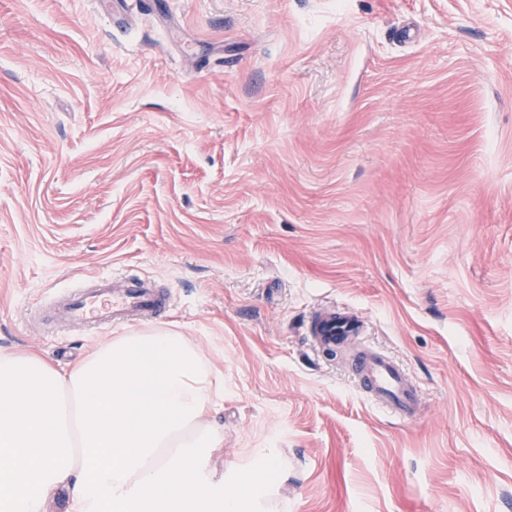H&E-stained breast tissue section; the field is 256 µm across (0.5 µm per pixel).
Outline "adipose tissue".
<instances>
[{
    "instance_id": "adipose-tissue-1",
    "label": "adipose tissue",
    "mask_w": 512,
    "mask_h": 512,
    "mask_svg": "<svg viewBox=\"0 0 512 512\" xmlns=\"http://www.w3.org/2000/svg\"><path fill=\"white\" fill-rule=\"evenodd\" d=\"M222 376L179 333L114 336L60 367L0 351V512H238L205 468Z\"/></svg>"
}]
</instances>
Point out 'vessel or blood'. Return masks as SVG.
I'll use <instances>...</instances> for the list:
<instances>
[{"instance_id":"b4317fda","label":"vessel or blood","mask_w":512,"mask_h":512,"mask_svg":"<svg viewBox=\"0 0 512 512\" xmlns=\"http://www.w3.org/2000/svg\"><path fill=\"white\" fill-rule=\"evenodd\" d=\"M167 290L148 277H125L114 282L110 275L86 277L83 287L53 293L48 311L71 323L91 328L115 324H138L161 318L169 305ZM358 329L356 319L346 311H317L312 327L316 351H335ZM352 376L367 399L401 422L419 414L417 389L400 361L370 345H362L352 361Z\"/></svg>"}]
</instances>
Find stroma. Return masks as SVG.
Instances as JSON below:
<instances>
[{
    "label": "stroma",
    "instance_id": "stroma-1",
    "mask_svg": "<svg viewBox=\"0 0 512 512\" xmlns=\"http://www.w3.org/2000/svg\"><path fill=\"white\" fill-rule=\"evenodd\" d=\"M91 273L222 372L240 512H512V0H0V350L121 335L38 319ZM327 307L413 422L311 348ZM353 379L377 408L401 422L419 415L417 389L402 363L364 343L352 361Z\"/></svg>",
    "mask_w": 512,
    "mask_h": 512
}]
</instances>
